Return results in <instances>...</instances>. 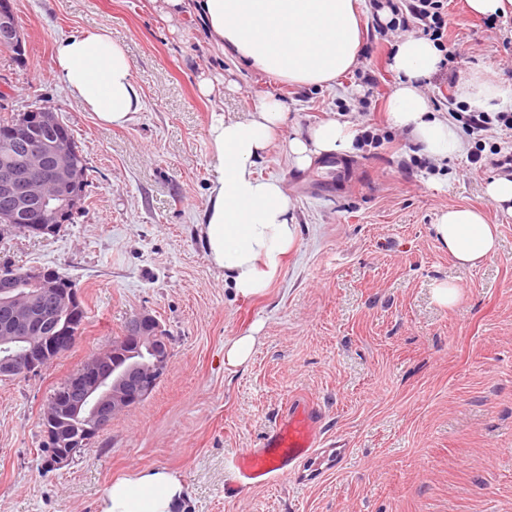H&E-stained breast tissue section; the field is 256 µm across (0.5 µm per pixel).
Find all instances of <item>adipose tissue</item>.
Segmentation results:
<instances>
[{"label":"adipose tissue","instance_id":"adipose-tissue-1","mask_svg":"<svg viewBox=\"0 0 512 512\" xmlns=\"http://www.w3.org/2000/svg\"><path fill=\"white\" fill-rule=\"evenodd\" d=\"M200 7L209 36L222 52L297 87L334 84L353 68L361 51L363 0H200ZM442 59L433 41L409 37L397 44L390 61L399 78L388 103L390 118L435 159L464 149L457 125L434 116L420 92ZM55 63L74 96L100 123L123 127L140 111L132 63L106 29L58 40ZM455 87L469 108L499 112L512 107V84L488 66L468 68ZM287 123L284 102L263 96L247 118L213 113L208 129L214 171L202 237L211 263L244 297L269 288L297 242L294 205L280 180L255 172L257 160ZM355 136L352 125L329 118L293 135L287 152L304 169L314 157L348 151ZM433 230L461 266H477L498 247L496 225L471 207L442 212ZM182 497L174 473L152 468L113 480L100 512H176Z\"/></svg>","mask_w":512,"mask_h":512}]
</instances>
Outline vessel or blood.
Instances as JSON below:
<instances>
[{"instance_id": "obj_1", "label": "vessel or blood", "mask_w": 512, "mask_h": 512, "mask_svg": "<svg viewBox=\"0 0 512 512\" xmlns=\"http://www.w3.org/2000/svg\"><path fill=\"white\" fill-rule=\"evenodd\" d=\"M322 420L313 401L292 399L260 446L246 449L232 460V488L262 487L285 476L312 484L337 469L345 451L327 448Z\"/></svg>"}]
</instances>
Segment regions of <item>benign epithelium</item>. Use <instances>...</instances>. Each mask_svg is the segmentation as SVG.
Instances as JSON below:
<instances>
[{"mask_svg":"<svg viewBox=\"0 0 512 512\" xmlns=\"http://www.w3.org/2000/svg\"><path fill=\"white\" fill-rule=\"evenodd\" d=\"M0 50L16 55L25 51L24 36L9 0H0ZM38 128L54 130V140L35 141L33 131ZM0 144L19 147V155L9 167L0 171V209L27 211V236L43 238L59 219L77 213L81 203L77 197L65 201L43 198L38 207L28 206L32 197L42 193L46 183L56 179L76 181L80 177L76 160L79 153L55 113L41 107L21 112L15 125L0 131ZM23 285L29 288L25 294L29 313L36 310L50 316L75 303L71 290L61 287L38 269L9 268L0 272V308L10 318L13 331L10 339L21 340L27 346L21 353L5 348L0 355V377L12 380H26L36 375L54 356L76 341L67 329L60 330L48 341L32 339L35 330L29 324V317L14 316L18 298L16 289ZM160 331L161 325L151 314L143 312L133 316L127 323L125 336L112 345V352L92 356L88 366L78 370L64 391L52 399L42 415V451L47 467L58 469L67 465L111 425L115 415L136 406L153 391L171 360L170 340L160 335ZM144 345L152 348L154 353L153 361L146 369L127 361ZM62 407L89 411L84 435L73 439L65 451L58 448L56 430L51 426Z\"/></svg>","mask_w":512,"mask_h":512,"instance_id":"benign-epithelium-1","label":"benign epithelium"}]
</instances>
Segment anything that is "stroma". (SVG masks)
<instances>
[{
    "label": "stroma",
    "instance_id": "stroma-1",
    "mask_svg": "<svg viewBox=\"0 0 512 512\" xmlns=\"http://www.w3.org/2000/svg\"><path fill=\"white\" fill-rule=\"evenodd\" d=\"M26 56L0 50V105L53 109L93 169L72 223L46 238H0V268L51 267L85 301L73 348L26 381L0 378V512H100L112 480L165 468L183 483L186 512H512V214L483 186L501 175L497 152L512 130L482 140V158L461 154L406 173L422 157L390 124L398 79L393 43L364 31L362 56L377 84L348 74L328 87L296 88L254 71L211 41L195 4L164 20L156 0H10ZM106 28L126 49L142 108L124 128L100 124L60 79L55 40ZM444 52L463 61L432 76L425 98L447 111L451 72L498 67L512 42L465 0H448ZM204 77L235 82L210 98ZM274 95L288 107L282 136L256 171L281 180L299 224L295 248L263 294L239 295L212 266L199 222L213 176L212 111L240 115ZM371 96L353 146L349 188L317 189L320 164L301 170L285 141ZM481 209L498 225L499 248L474 268L455 264L432 226L448 207ZM458 300L437 302L438 285ZM149 312L172 358L152 394L115 417L67 466L45 468L40 417L52 389ZM251 335L248 362L229 365L224 346ZM324 414L328 439L346 448L340 468L313 485L275 484L224 495L227 462L257 447L288 400Z\"/></svg>",
    "mask_w": 512,
    "mask_h": 512
}]
</instances>
